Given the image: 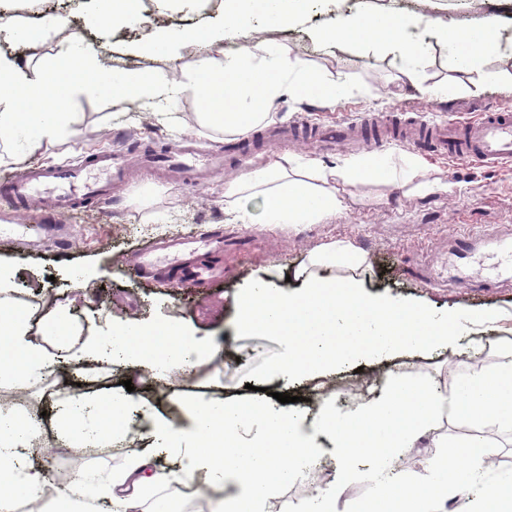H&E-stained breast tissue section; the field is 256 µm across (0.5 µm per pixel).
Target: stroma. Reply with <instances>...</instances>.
Returning <instances> with one entry per match:
<instances>
[{
	"mask_svg": "<svg viewBox=\"0 0 512 512\" xmlns=\"http://www.w3.org/2000/svg\"><path fill=\"white\" fill-rule=\"evenodd\" d=\"M370 2L416 17L419 37L431 42L415 85L401 83L394 57L376 46L329 49L312 37V28L334 21L337 6L354 8L361 0H344L340 5L335 0H312L295 26L271 30L257 27L247 36L228 37L220 44L184 45L173 53L152 57H135L128 52L129 45L148 33L150 25H212L221 18L222 0H196L193 8L167 11L160 9L157 0H142L144 21H130L113 31L92 25L89 0H12L10 10L24 18L45 12L59 13L67 19L66 27L47 37L32 59V66L38 69L62 49L92 46L97 48L105 71L147 68L164 79L182 80L200 66L246 47L258 59L273 48L304 68L328 76L344 74L350 92L335 103L277 99L270 119L274 126L314 128L327 122L383 119L402 112L432 126L461 114L512 110V0H503L498 8L504 19L501 33L505 51L487 61L488 68L499 72L501 79L486 85L477 95L470 92L475 73L458 69L448 51L432 43L431 22L442 16L460 24L475 23L488 10L485 0ZM202 111L198 95L189 87L175 98L155 100L143 107L114 100L109 88L101 85L77 97L68 126L39 154H28L12 142L0 145V178L33 165L74 163L96 149L125 151L134 142L149 144L158 151L186 139L211 150L231 144V137L225 136L223 129L205 123ZM384 153L389 156V175L384 180L326 184L316 174L323 166ZM281 160L287 163V175H306L314 189L336 192L343 201L341 210L320 224L275 227L257 223L258 199H244L234 207L226 203L227 182ZM447 184L452 187L448 193L443 190ZM65 222L71 237L67 245L34 237L19 240L9 230L0 235V263L16 271L17 296L61 303L86 338L108 335L114 325L129 321L147 326L174 320L218 345L219 356L192 374L171 369L159 383L130 366L119 371L104 367L96 373L61 366L28 391L18 394L0 388V399L12 398L48 412L61 397L91 391L96 385L116 391L121 381L128 379L136 395L149 398L163 417L176 422L181 418L182 402L189 398H255V391L246 389L243 375L260 363L263 354L280 351L281 346L267 338L235 336L239 290L251 280L264 279L281 291L294 292L296 284L291 277L306 263L309 251L343 239L351 241L366 257L361 279L367 294L411 298L438 311L495 310L499 316L482 326L470 325L452 348L370 359L363 362L361 370L348 367L292 387L276 376L264 381L268 391L288 392L313 405L331 400L347 408L379 391L386 375L392 373L429 383L446 396L459 382L496 370L504 351L512 346L511 285L504 282L461 292L428 287L410 273L413 260L421 252L439 246L455 233L512 222V164L480 167L465 161L450 163L389 136L378 140L375 148L359 152H320L301 142H286L252 159L228 154L223 174L212 176L202 185L181 184L134 171L129 185L108 200L66 216ZM218 228L248 239L239 252L223 256L221 282L183 288L155 276L138 277L129 267L136 250L150 241ZM476 431L490 435L498 447L482 477L485 485L498 483L512 472V427L493 418L476 430L444 409L417 447L395 457L399 475L420 478L432 466L438 443H447V453L453 456ZM45 437V445L33 457L41 468L108 477L127 465L125 442L74 452L57 441L53 432H46ZM335 481L336 461L324 457L303 478L279 486L265 502L264 512H286L289 504L331 489Z\"/></svg>",
	"mask_w": 512,
	"mask_h": 512,
	"instance_id": "35a3bbf8",
	"label": "stroma"
}]
</instances>
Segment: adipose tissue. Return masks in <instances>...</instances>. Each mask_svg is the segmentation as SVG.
<instances>
[{"label":"adipose tissue","mask_w":512,"mask_h":512,"mask_svg":"<svg viewBox=\"0 0 512 512\" xmlns=\"http://www.w3.org/2000/svg\"><path fill=\"white\" fill-rule=\"evenodd\" d=\"M306 9L307 0H224L220 23L205 29L157 31L136 44L134 51L153 56L173 52L183 43L220 42L226 31L244 30L256 20L270 29L282 28L295 24ZM64 23L58 14L42 15L33 25L4 15L0 43H20L35 52L43 36ZM417 25L416 19L378 8L342 15L319 29L316 37L328 45L376 41L400 56L402 78L412 84L417 80V64L426 54L425 45L411 34ZM437 33L457 66L480 73L483 81L494 80L483 61L500 48L497 12L469 25L440 21ZM189 81L203 102L206 119L232 136L246 135L266 121L277 98L332 104L349 90L343 77L298 67L276 50L258 61L245 52L225 57L195 70ZM101 83L110 88L113 98L122 100H141L165 89L161 77L148 69L103 73L96 53L88 48L62 51L54 67L40 70L0 52V141L23 131L28 152L41 150L65 127L75 97ZM23 102L28 108L22 112L18 106ZM283 174L279 163L254 170L233 182L225 195L237 200L246 191L260 189L257 219L262 224H318L341 209L336 195L318 193L300 179L283 181ZM310 262L354 271L363 266L365 257L352 243L334 241L313 250ZM15 276L11 268L0 266V387L27 389L65 357L78 364L106 353L112 360L159 374L171 367L194 372L217 354L211 343L175 321L149 327L127 322L113 330L110 351L90 339L75 353H67L75 334L68 314L11 303L7 294ZM443 407L475 427L492 417L512 424V355L502 360L497 372L458 384L446 402L427 383L387 375L377 398L345 412L324 407L308 427L296 409L284 410L262 400H191L183 407L181 422L175 424L158 418L145 398L111 394L95 401L74 396L55 412L57 437L83 448L121 439L132 449L126 471L100 485L97 493H90L87 475L68 479L51 512H96L101 497L108 501L106 512H166L164 489L189 488L201 480L219 493L209 502L208 512H262L263 502L281 483L317 464L322 453L315 439L319 431L332 437L339 455L336 485L289 506L288 512H336L337 496L359 479L374 481L378 493L354 512H512V479L494 487L481 483L495 444L472 441L456 456L438 454L418 481L402 480L393 472V458L414 447L427 422ZM255 420L262 422V429L252 430ZM41 435L36 415L0 408V512H17L22 502L39 500L45 475L28 466L26 459ZM146 435L162 445L174 467L150 470L146 449L136 445Z\"/></svg>","instance_id":"ef3b65f1"}]
</instances>
